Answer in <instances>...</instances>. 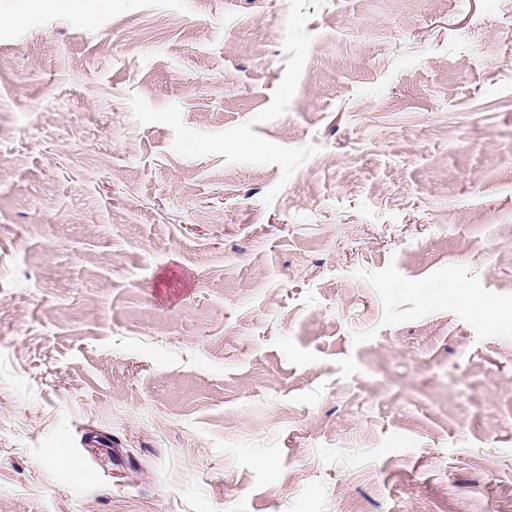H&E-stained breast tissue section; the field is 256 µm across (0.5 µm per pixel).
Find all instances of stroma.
I'll return each instance as SVG.
<instances>
[{
  "label": "stroma",
  "mask_w": 512,
  "mask_h": 512,
  "mask_svg": "<svg viewBox=\"0 0 512 512\" xmlns=\"http://www.w3.org/2000/svg\"><path fill=\"white\" fill-rule=\"evenodd\" d=\"M0 512H512V0L0 22Z\"/></svg>",
  "instance_id": "1"
}]
</instances>
